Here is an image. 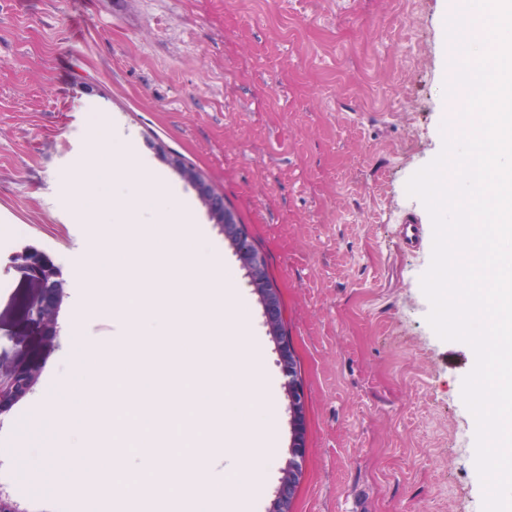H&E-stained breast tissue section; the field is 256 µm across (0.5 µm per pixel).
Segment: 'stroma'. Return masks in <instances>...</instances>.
Instances as JSON below:
<instances>
[{"mask_svg":"<svg viewBox=\"0 0 512 512\" xmlns=\"http://www.w3.org/2000/svg\"><path fill=\"white\" fill-rule=\"evenodd\" d=\"M453 0H0V353L37 368L32 390L0 375V501L44 498L8 454L44 394L74 379L76 338L112 347L135 327L99 310L79 270L105 240L124 246L105 192L76 218L78 168L98 147L87 109L109 110L141 155L190 201L203 245L236 277L262 340L278 410L256 512L290 456L287 376L259 296L178 154L265 256L305 401L291 512H482L472 348L440 339L421 278L433 225L406 184L442 150ZM418 245L403 243L406 221ZM54 312L53 338L35 321ZM79 328H71L72 317Z\"/></svg>","mask_w":512,"mask_h":512,"instance_id":"35a3bbf8","label":"stroma"}]
</instances>
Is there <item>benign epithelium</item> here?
Masks as SVG:
<instances>
[{"label": "benign epithelium", "mask_w": 512, "mask_h": 512, "mask_svg": "<svg viewBox=\"0 0 512 512\" xmlns=\"http://www.w3.org/2000/svg\"><path fill=\"white\" fill-rule=\"evenodd\" d=\"M170 163L184 178L198 186L212 219L224 229L225 238L232 243L247 267L251 282L256 287L260 302L264 307L269 332L276 340L281 361L284 365L291 366L290 342L288 336H283L279 332L281 320L278 312V298L276 289L268 284L264 257L253 250L244 227L237 224L233 214L225 206L224 195L211 190L181 159L172 157ZM285 387L288 392L293 443L290 448L291 457L288 459L286 466L281 469L279 487L268 512H290L289 505L301 474V465L298 458L300 457L303 438L302 392L291 371L288 372V382L285 383Z\"/></svg>", "instance_id": "obj_1"}]
</instances>
